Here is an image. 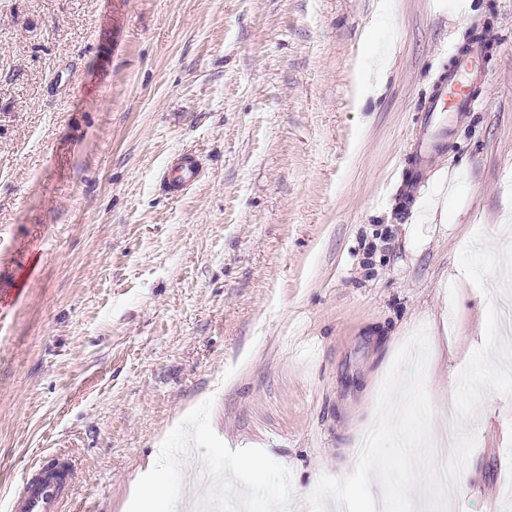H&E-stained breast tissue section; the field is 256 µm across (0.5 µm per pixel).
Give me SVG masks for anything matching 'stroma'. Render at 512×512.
I'll use <instances>...</instances> for the list:
<instances>
[{"instance_id":"obj_1","label":"stroma","mask_w":512,"mask_h":512,"mask_svg":"<svg viewBox=\"0 0 512 512\" xmlns=\"http://www.w3.org/2000/svg\"><path fill=\"white\" fill-rule=\"evenodd\" d=\"M468 2L0 0V503L65 452L75 512H138L172 448L169 512L205 472L246 512H310L419 327L433 407L454 394L500 299L471 270L500 280L512 220V0ZM478 35L485 106L449 113L431 173L454 186L404 219L378 199ZM464 429L450 512H512V394ZM199 174V163L192 153H180L172 163L167 175V188L173 194H178L190 186Z\"/></svg>"}]
</instances>
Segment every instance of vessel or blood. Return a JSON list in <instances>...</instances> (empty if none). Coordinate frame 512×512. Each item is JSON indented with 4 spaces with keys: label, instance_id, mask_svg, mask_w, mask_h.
<instances>
[{
    "label": "vessel or blood",
    "instance_id": "1",
    "mask_svg": "<svg viewBox=\"0 0 512 512\" xmlns=\"http://www.w3.org/2000/svg\"><path fill=\"white\" fill-rule=\"evenodd\" d=\"M486 44L473 41L465 51L453 52L451 68L441 70L422 106L424 120L412 144L410 176H398L391 182V198L403 199L408 216H415L431 198V182L427 168L448 144V115L452 112H474L482 108L477 93L487 74L480 65ZM199 174L194 154H179L167 175V188L179 193L190 186ZM76 465L64 455L54 453L41 457L22 476L12 492L6 512H72V487Z\"/></svg>",
    "mask_w": 512,
    "mask_h": 512
}]
</instances>
